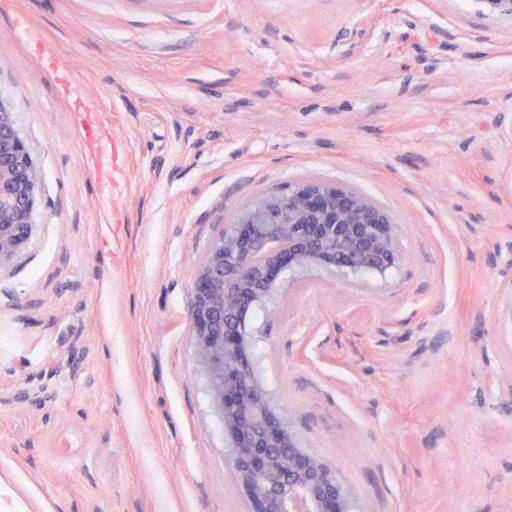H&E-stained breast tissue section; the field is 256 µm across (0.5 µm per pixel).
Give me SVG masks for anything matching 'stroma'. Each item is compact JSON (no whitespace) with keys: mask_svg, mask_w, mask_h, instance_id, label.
Segmentation results:
<instances>
[{"mask_svg":"<svg viewBox=\"0 0 512 512\" xmlns=\"http://www.w3.org/2000/svg\"><path fill=\"white\" fill-rule=\"evenodd\" d=\"M56 58L112 136L111 206ZM0 100L41 173L0 268V512H246L191 286L241 208L306 180L385 207L403 257L292 276L251 312L277 411L359 512H512L511 17L0 0Z\"/></svg>","mask_w":512,"mask_h":512,"instance_id":"35a3bbf8","label":"stroma"}]
</instances>
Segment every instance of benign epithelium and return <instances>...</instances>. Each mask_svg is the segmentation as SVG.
<instances>
[{"mask_svg": "<svg viewBox=\"0 0 512 512\" xmlns=\"http://www.w3.org/2000/svg\"><path fill=\"white\" fill-rule=\"evenodd\" d=\"M512 17V0H475ZM37 165L0 99V266L32 235ZM400 227L349 186L298 181L236 215L192 284L193 343L224 423L230 466L249 512H356L335 470L302 445L256 378L249 313L267 304L283 275L322 269L381 276L401 260Z\"/></svg>", "mask_w": 512, "mask_h": 512, "instance_id": "obj_1", "label": "benign epithelium"}]
</instances>
